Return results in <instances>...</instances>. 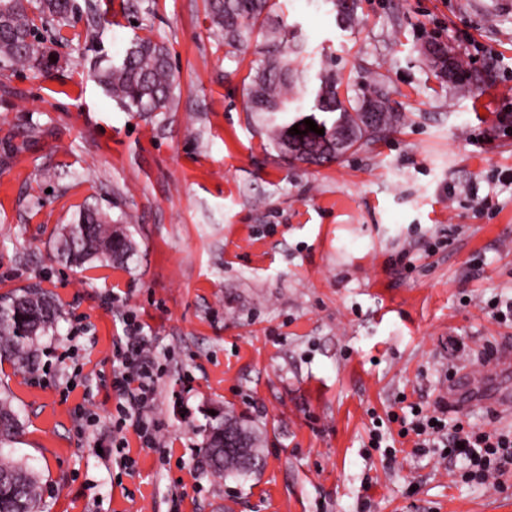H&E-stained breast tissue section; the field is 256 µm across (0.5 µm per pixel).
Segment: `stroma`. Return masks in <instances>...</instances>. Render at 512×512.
I'll return each mask as SVG.
<instances>
[{"label":"stroma","instance_id":"obj_1","mask_svg":"<svg viewBox=\"0 0 512 512\" xmlns=\"http://www.w3.org/2000/svg\"><path fill=\"white\" fill-rule=\"evenodd\" d=\"M499 0H276L270 18L343 90H384L397 133L317 166L288 162L245 108L260 33L235 55L205 0H77L50 47L52 76L0 65V296L32 283L61 315L34 362L0 364L22 434L0 453L40 478L42 512H512V464L496 484L410 442L377 448L388 411L447 396L448 374L483 396L449 423L512 432L487 395L512 391V7ZM170 52L169 111L129 112L90 73L136 37ZM450 48L479 77L440 82L425 54ZM126 228L128 267L56 256L80 211ZM121 300H108L110 292ZM145 322L166 367L155 411L166 453L130 441L134 471L96 451L119 397L112 341ZM99 418L76 432L77 406ZM234 412L265 459L212 474L204 428Z\"/></svg>","mask_w":512,"mask_h":512}]
</instances>
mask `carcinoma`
I'll return each instance as SVG.
<instances>
[{
  "instance_id": "carcinoma-1",
  "label": "carcinoma",
  "mask_w": 512,
  "mask_h": 512,
  "mask_svg": "<svg viewBox=\"0 0 512 512\" xmlns=\"http://www.w3.org/2000/svg\"><path fill=\"white\" fill-rule=\"evenodd\" d=\"M271 0H207L213 23L224 32L226 54L233 55L239 44L259 21L266 19ZM39 15H30L25 0H0V63L26 65L48 71L47 39L40 26L64 25L76 13L75 0H38ZM41 25H36L35 19ZM303 47L293 32L269 28L261 48L260 65L248 76L246 88L249 110L261 117L262 129L274 147L284 156L311 164L333 161L350 150L374 141L395 130L401 115L390 105L389 98L377 90L360 99L340 97V82L327 66L315 75L318 88L315 107L337 117L330 124L322 122L320 136L298 124L301 135H291L293 124L285 121L294 99L288 90L308 79V74L296 67ZM439 73L456 79L463 88H470L462 64L454 62L448 73L444 61L436 58ZM107 93L130 112H165L173 94V72L168 50L148 38L134 41L121 61L93 73ZM370 105L378 113V122H364V107ZM58 254L67 263L82 266L94 260L126 265L135 254L132 240L122 231L112 228L105 217L95 211H84L78 220L62 234ZM57 320V304L51 293L39 285L27 286L11 295L0 297V360L26 365L38 333L52 327ZM242 435L254 454L256 463L264 458V448L255 429L243 419L228 412L224 420L205 430L204 455L208 466L218 477L247 474L237 457L220 450L224 444V427ZM20 424L11 400L0 398V446L19 434ZM40 496L34 473L18 463L0 456V512H38Z\"/></svg>"
}]
</instances>
